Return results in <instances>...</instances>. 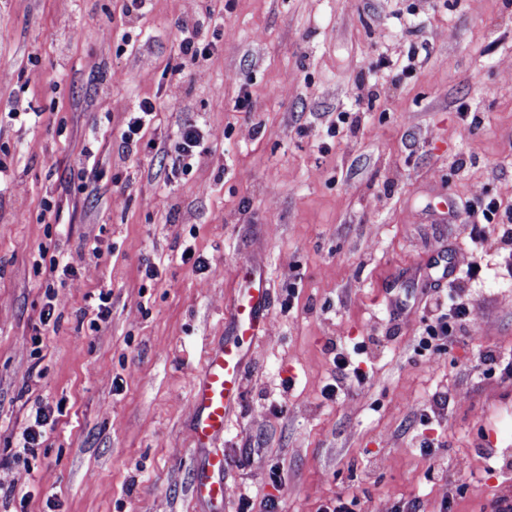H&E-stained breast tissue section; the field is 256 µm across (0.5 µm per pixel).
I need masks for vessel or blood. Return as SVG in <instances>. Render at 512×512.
I'll return each instance as SVG.
<instances>
[{"label":"vessel or blood","mask_w":512,"mask_h":512,"mask_svg":"<svg viewBox=\"0 0 512 512\" xmlns=\"http://www.w3.org/2000/svg\"><path fill=\"white\" fill-rule=\"evenodd\" d=\"M269 290L265 281L247 278L245 295L233 308L232 321L237 337L254 339L263 321ZM241 351L237 345L213 350L201 373L194 378L195 413L193 434L198 444H206L222 434L233 401L241 394ZM230 464L223 455L209 457L208 474L195 486L196 495L207 501L224 498L221 476Z\"/></svg>","instance_id":"1"}]
</instances>
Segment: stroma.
<instances>
[{"label": "stroma", "mask_w": 512, "mask_h": 512, "mask_svg": "<svg viewBox=\"0 0 512 512\" xmlns=\"http://www.w3.org/2000/svg\"><path fill=\"white\" fill-rule=\"evenodd\" d=\"M205 17L218 49L184 61L177 28ZM145 98L157 121L130 152L119 128ZM9 102L24 114L0 113V512H321L339 496L492 512L512 487V383L479 354L512 359V254L488 247L474 281L457 260L477 195L512 213V0H0ZM186 123L206 136L184 172ZM188 244L207 269L182 262ZM45 252L75 270L51 301ZM246 265L270 282L266 332L242 347L210 504L193 494L192 376L236 340ZM436 283L478 323L432 353L417 344ZM338 351L361 383L337 382ZM60 402L37 454L19 452ZM54 414V411H45L43 408L36 410L34 425L26 426L20 434L19 448L23 449L25 454L34 453L35 446L37 445V439L42 437L39 431H36L35 427H43L47 425L50 420V415Z\"/></svg>", "instance_id": "1"}]
</instances>
